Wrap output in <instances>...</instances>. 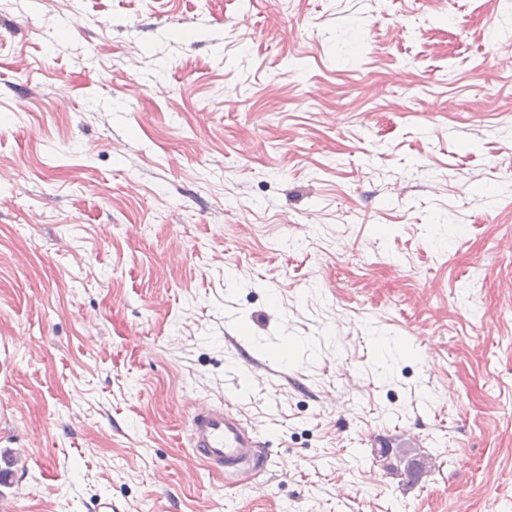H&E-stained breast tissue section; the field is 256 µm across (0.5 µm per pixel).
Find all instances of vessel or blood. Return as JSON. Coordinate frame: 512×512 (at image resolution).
<instances>
[{
    "label": "vessel or blood",
    "instance_id": "obj_1",
    "mask_svg": "<svg viewBox=\"0 0 512 512\" xmlns=\"http://www.w3.org/2000/svg\"><path fill=\"white\" fill-rule=\"evenodd\" d=\"M188 441L195 455L212 471L234 477L261 466V441L224 405H197L188 417Z\"/></svg>",
    "mask_w": 512,
    "mask_h": 512
}]
</instances>
